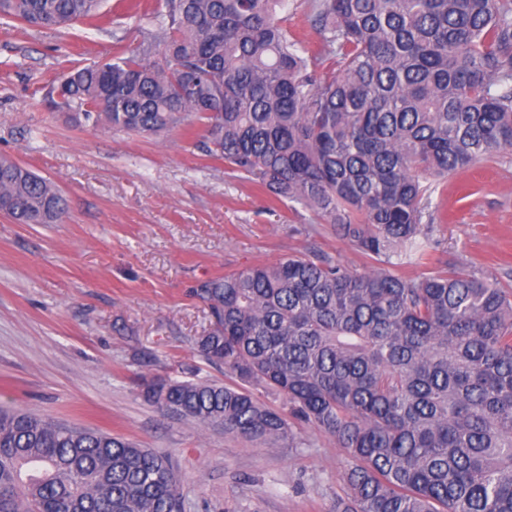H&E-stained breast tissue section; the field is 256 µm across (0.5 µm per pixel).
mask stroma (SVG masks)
Returning a JSON list of instances; mask_svg holds the SVG:
<instances>
[{"instance_id":"1","label":"stroma","mask_w":512,"mask_h":512,"mask_svg":"<svg viewBox=\"0 0 512 512\" xmlns=\"http://www.w3.org/2000/svg\"><path fill=\"white\" fill-rule=\"evenodd\" d=\"M93 24L0 20V154L57 185L60 224L0 214V405L168 455L184 512H335L346 449L297 421L268 448L162 412L142 378L227 382L198 356V281L317 251L372 269L332 225L275 200L196 146L198 125L141 136L71 123L46 94L70 66L136 47L148 25L108 0ZM432 260L512 289V148L442 181Z\"/></svg>"}]
</instances>
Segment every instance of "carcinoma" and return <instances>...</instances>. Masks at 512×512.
I'll return each instance as SVG.
<instances>
[{
  "label": "carcinoma",
  "instance_id": "cac0c4a2",
  "mask_svg": "<svg viewBox=\"0 0 512 512\" xmlns=\"http://www.w3.org/2000/svg\"><path fill=\"white\" fill-rule=\"evenodd\" d=\"M104 0H0L31 28L95 20ZM132 3L151 38L74 68L48 93L76 125L202 149L296 202L379 267L311 251L200 282L207 362L282 395L349 451L336 512H512V292L424 265L439 181L512 147V0ZM58 187L0 156V212L60 224ZM158 409L274 448L288 417L245 387L151 380ZM0 512H182L169 459L112 434L0 407ZM302 1L288 0V8L279 16L288 15V32L292 38L303 43H313L318 39V33L307 15V9Z\"/></svg>",
  "mask_w": 512,
  "mask_h": 512
}]
</instances>
